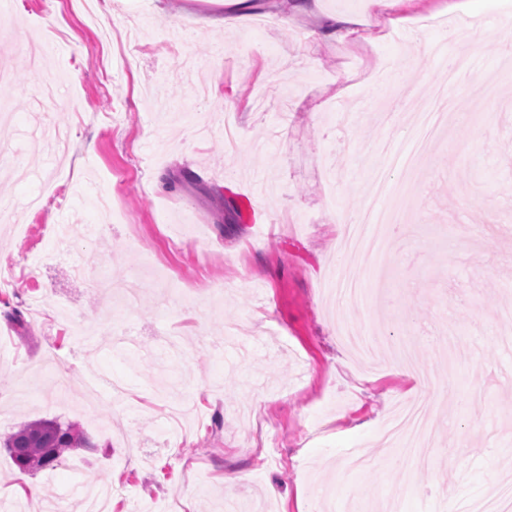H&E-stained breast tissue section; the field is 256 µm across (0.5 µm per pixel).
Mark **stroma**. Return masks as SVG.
Segmentation results:
<instances>
[{
	"mask_svg": "<svg viewBox=\"0 0 512 512\" xmlns=\"http://www.w3.org/2000/svg\"><path fill=\"white\" fill-rule=\"evenodd\" d=\"M111 2L94 60L99 29L73 0H0V435L47 419L89 441L29 472L35 498L0 447V512H75L102 484L106 512H432L512 485V0H280L289 24L261 29L264 7L233 0ZM219 14L235 29L198 23ZM342 19L368 38L334 36ZM451 31L472 45L449 90L460 119L426 144L385 281L334 305L336 226L372 171L398 179L391 155L444 78L413 42ZM103 272L139 278L136 300L99 288ZM344 325L406 342L444 378L432 459L387 449L414 381L356 362ZM52 354L69 389L46 374ZM93 368L122 395L88 392ZM347 448L375 472L345 471Z\"/></svg>",
	"mask_w": 512,
	"mask_h": 512,
	"instance_id": "stroma-1",
	"label": "stroma"
}]
</instances>
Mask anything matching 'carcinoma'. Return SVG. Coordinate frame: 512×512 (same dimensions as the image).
Returning <instances> with one entry per match:
<instances>
[{
    "mask_svg": "<svg viewBox=\"0 0 512 512\" xmlns=\"http://www.w3.org/2000/svg\"><path fill=\"white\" fill-rule=\"evenodd\" d=\"M12 462L21 471L31 462L48 469L60 462L64 452L89 448V441L73 426L54 420H40L22 425L7 434L3 441Z\"/></svg>",
    "mask_w": 512,
    "mask_h": 512,
    "instance_id": "cac0c4a2",
    "label": "carcinoma"
}]
</instances>
